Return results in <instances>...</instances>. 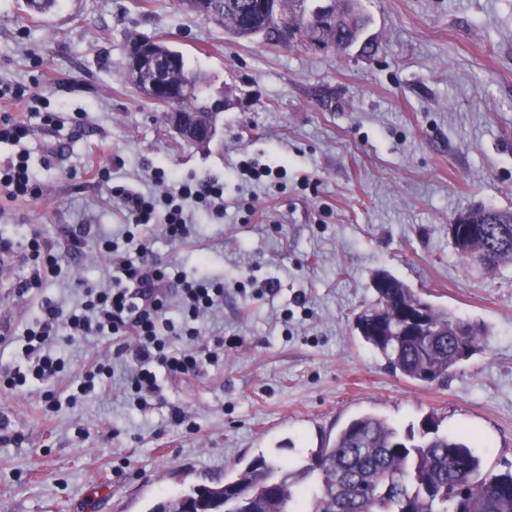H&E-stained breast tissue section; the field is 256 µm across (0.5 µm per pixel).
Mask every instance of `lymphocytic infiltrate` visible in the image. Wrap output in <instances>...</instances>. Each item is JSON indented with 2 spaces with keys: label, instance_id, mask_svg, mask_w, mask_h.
<instances>
[{
  "label": "lymphocytic infiltrate",
  "instance_id": "obj_1",
  "mask_svg": "<svg viewBox=\"0 0 512 512\" xmlns=\"http://www.w3.org/2000/svg\"><path fill=\"white\" fill-rule=\"evenodd\" d=\"M157 183L167 184L162 196L128 187H114L130 220V230L122 235L96 240L95 251L112 269V284L89 288L79 308L63 312L52 299H45L39 315L24 333L25 369H0V391H41L47 412L58 406L49 384L66 371L58 336H131L132 362L127 374V397L137 411H145L151 396L161 390L160 376L196 373L202 361L217 362L223 351L200 358L193 341L200 315L216 311L224 303V283L209 270L207 257H199L193 274L149 256L147 241L139 231L155 219H162L165 236L179 241L190 233L189 214L199 208L219 205L224 199V183L216 178L183 177L172 171L153 174ZM45 195V185L30 168L25 155L0 164V198L10 202L35 201ZM29 277L18 283V296L57 275L62 254L38 233L23 240ZM178 297L181 316H168L171 297Z\"/></svg>",
  "mask_w": 512,
  "mask_h": 512
}]
</instances>
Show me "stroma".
Segmentation results:
<instances>
[{
	"label": "stroma",
	"instance_id": "1",
	"mask_svg": "<svg viewBox=\"0 0 512 512\" xmlns=\"http://www.w3.org/2000/svg\"><path fill=\"white\" fill-rule=\"evenodd\" d=\"M360 41L337 56L238 39L180 0H59L46 16L0 0V81L33 99L26 151L47 196L10 203L0 238L34 225L52 243L85 225L83 253L5 306L22 334L42 296L77 307L112 270L94 238L127 217L111 189L159 193L156 168L224 181V206L196 214L190 235L149 228L159 260L191 272L211 258L224 306L195 346L224 347L220 365L162 376L146 413L120 382L77 409L46 414L38 394H0V512H147L165 494L209 483L264 455L296 470L352 418L375 414L399 432L434 416L469 436L485 470L512 467V264L460 258L450 222L478 207L512 208V0H360ZM163 40L223 99L219 133L182 142L123 77L127 43ZM58 116L45 127L38 115ZM284 167L254 185L228 179L241 154ZM98 164L109 183L88 181ZM385 272L424 301L486 326L484 349L445 385L392 371L353 328ZM109 338L63 343L67 396ZM180 411L184 423L175 422Z\"/></svg>",
	"mask_w": 512,
	"mask_h": 512
}]
</instances>
